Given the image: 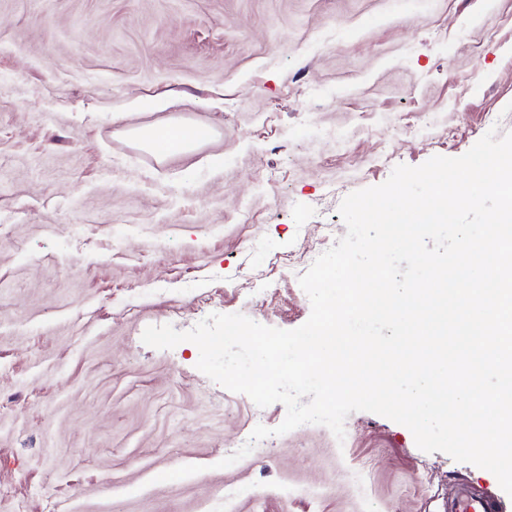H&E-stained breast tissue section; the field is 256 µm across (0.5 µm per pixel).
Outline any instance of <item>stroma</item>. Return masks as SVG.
I'll use <instances>...</instances> for the list:
<instances>
[{
	"label": "stroma",
	"mask_w": 512,
	"mask_h": 512,
	"mask_svg": "<svg viewBox=\"0 0 512 512\" xmlns=\"http://www.w3.org/2000/svg\"><path fill=\"white\" fill-rule=\"evenodd\" d=\"M171 121L213 137L157 157ZM512 132V0H0V512H445L488 470L366 412L223 468L265 408L189 341L284 330L351 192ZM363 471L356 479L355 471Z\"/></svg>",
	"instance_id": "35a3bbf8"
}]
</instances>
